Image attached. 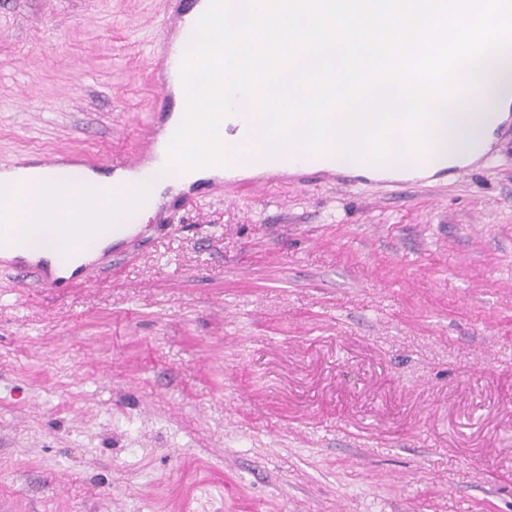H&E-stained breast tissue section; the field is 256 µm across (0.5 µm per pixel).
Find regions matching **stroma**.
Returning a JSON list of instances; mask_svg holds the SVG:
<instances>
[{"instance_id":"35a3bbf8","label":"stroma","mask_w":512,"mask_h":512,"mask_svg":"<svg viewBox=\"0 0 512 512\" xmlns=\"http://www.w3.org/2000/svg\"><path fill=\"white\" fill-rule=\"evenodd\" d=\"M167 0H0V169L155 137ZM0 269V512H512V135L456 179L215 183ZM96 260L97 258L82 264L69 276L59 274L51 262L43 257L37 259H5L0 257V266L11 267L16 271L25 273V276L30 278L37 287L56 289L69 287L72 281L77 278L86 282L90 281L102 268L95 263ZM6 261L11 262V264L5 265L4 262Z\"/></svg>"}]
</instances>
